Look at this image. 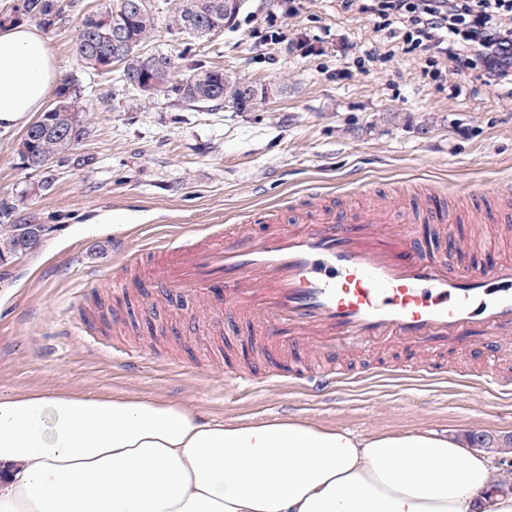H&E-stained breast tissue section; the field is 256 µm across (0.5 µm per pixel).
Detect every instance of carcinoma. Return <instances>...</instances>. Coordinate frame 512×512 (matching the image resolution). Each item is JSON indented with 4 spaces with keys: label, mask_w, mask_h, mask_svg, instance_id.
I'll return each instance as SVG.
<instances>
[{
    "label": "carcinoma",
    "mask_w": 512,
    "mask_h": 512,
    "mask_svg": "<svg viewBox=\"0 0 512 512\" xmlns=\"http://www.w3.org/2000/svg\"><path fill=\"white\" fill-rule=\"evenodd\" d=\"M131 2L133 0H115L107 15L96 11L83 16L74 53L84 70L103 75L115 73L117 82L134 93L138 92L141 83L152 81L158 91L170 93L188 105L222 102L241 111L264 104L265 99L261 96L245 100L248 84L222 68L196 67L188 74H181L172 57L158 52L139 54L132 58L126 69L118 73L105 69V59L112 56V39L108 36L110 29L122 31L135 49L150 42L154 34L152 7L137 11L130 7ZM26 3L27 15L22 20L34 21L46 29L66 22L74 0H26ZM198 17L208 27L224 26V0H179L177 25L183 31L201 38L206 36L205 31L189 23V20ZM56 96H66L70 103L69 107L59 109L56 115L57 125L65 130V134L59 135L52 130L33 126L39 131L37 150L42 159L39 174L43 175L41 187L45 189L51 186L57 168L67 162L70 151L88 139L91 133L87 119L76 124L68 121L67 113L82 111L79 105L81 87L76 80H63ZM21 244L16 231L14 204L1 200L0 257L13 254Z\"/></svg>",
    "instance_id": "obj_1"
}]
</instances>
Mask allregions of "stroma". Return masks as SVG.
I'll use <instances>...</instances> for the list:
<instances>
[{
  "mask_svg": "<svg viewBox=\"0 0 512 512\" xmlns=\"http://www.w3.org/2000/svg\"><path fill=\"white\" fill-rule=\"evenodd\" d=\"M65 24L46 30L62 77L80 80L90 137L57 169L49 190L22 167L23 128L0 134V200L57 230L36 253L0 265V396L75 390L184 402L206 420L310 419L369 437L433 431L489 433L494 477L512 475V394L456 378H395L357 363L356 381L313 396L266 383L254 362L252 326L222 305L173 299L125 281L119 254L138 252L179 225L221 224L247 207L298 205L307 185L447 187L457 210L472 185L493 191L512 176V98L465 73L434 80L397 54L383 71L356 58L371 25L343 0H307L289 36L305 34L328 53L261 45L277 0H244L234 25L211 39L182 32L174 0H152V50L219 67L276 88L255 111L221 103L188 106L164 92L145 99L118 91L107 75L82 70L74 44L84 14L112 0H76ZM449 367L478 373L489 350L471 340L437 346ZM247 368L249 388L224 384L225 369Z\"/></svg>",
  "mask_w": 512,
  "mask_h": 512,
  "instance_id": "obj_1",
  "label": "stroma"
}]
</instances>
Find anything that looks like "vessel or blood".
Segmentation results:
<instances>
[{
  "instance_id": "obj_1",
  "label": "vessel or blood",
  "mask_w": 512,
  "mask_h": 512,
  "mask_svg": "<svg viewBox=\"0 0 512 512\" xmlns=\"http://www.w3.org/2000/svg\"><path fill=\"white\" fill-rule=\"evenodd\" d=\"M368 192L358 187L341 193L338 206H312L289 228L274 206L237 214L236 231L184 226L151 248L150 283L161 299L227 302L264 336L260 352L277 356L269 381L317 393L346 375L330 364L303 367L298 350L332 358L408 343L418 352L399 372L430 374L438 368L424 351L430 343L477 333L511 343L512 262L471 261L475 241L502 220L483 208L484 191L472 190L471 227L455 238L441 190L372 205ZM423 224L440 231L424 237Z\"/></svg>"
}]
</instances>
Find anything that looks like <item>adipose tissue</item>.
Returning <instances> with one entry per match:
<instances>
[{
  "label": "adipose tissue",
  "mask_w": 512,
  "mask_h": 512,
  "mask_svg": "<svg viewBox=\"0 0 512 512\" xmlns=\"http://www.w3.org/2000/svg\"><path fill=\"white\" fill-rule=\"evenodd\" d=\"M60 77L35 27L0 26V129L44 112ZM490 479L453 436L207 422L129 395L0 396V512H512Z\"/></svg>",
  "instance_id": "adipose-tissue-1"
}]
</instances>
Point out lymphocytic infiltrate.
<instances>
[{"label": "lymphocytic infiltrate", "instance_id": "lymphocytic-infiltrate-1", "mask_svg": "<svg viewBox=\"0 0 512 512\" xmlns=\"http://www.w3.org/2000/svg\"><path fill=\"white\" fill-rule=\"evenodd\" d=\"M375 32L419 51L431 77L477 70L486 89L512 94V0H346Z\"/></svg>", "mask_w": 512, "mask_h": 512}]
</instances>
